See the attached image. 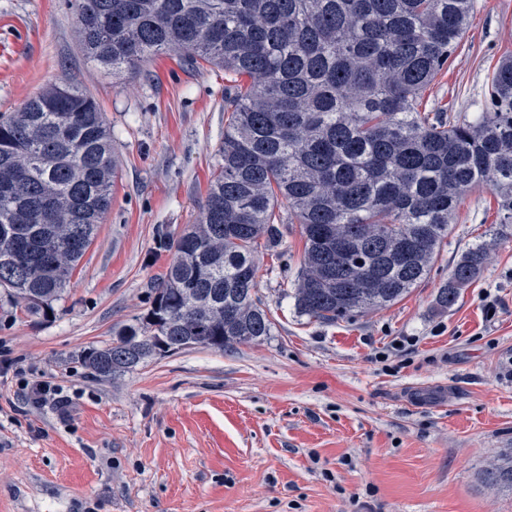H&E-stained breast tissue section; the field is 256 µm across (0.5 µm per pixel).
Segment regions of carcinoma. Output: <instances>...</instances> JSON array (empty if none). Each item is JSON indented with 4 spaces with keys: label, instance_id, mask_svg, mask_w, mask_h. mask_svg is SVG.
<instances>
[{
    "label": "carcinoma",
    "instance_id": "carcinoma-1",
    "mask_svg": "<svg viewBox=\"0 0 512 512\" xmlns=\"http://www.w3.org/2000/svg\"><path fill=\"white\" fill-rule=\"evenodd\" d=\"M80 46L112 71L157 55L221 66L222 164L199 223L159 246L173 252L147 314L87 351L101 377L190 339L223 351L271 334L254 254L285 224L305 240L298 312L334 323L389 307L430 274L457 209L491 191L512 224V59L489 77L485 110L452 120L423 108L448 68L475 0H71ZM117 161L95 98L54 83L0 113V286L32 315L52 310L112 202ZM287 211H281V207ZM347 245L336 254V243ZM477 244L439 302L452 307L482 273ZM512 489V457L485 471Z\"/></svg>",
    "mask_w": 512,
    "mask_h": 512
}]
</instances>
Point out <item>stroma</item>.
I'll return each mask as SVG.
<instances>
[{"label": "stroma", "instance_id": "stroma-1", "mask_svg": "<svg viewBox=\"0 0 512 512\" xmlns=\"http://www.w3.org/2000/svg\"><path fill=\"white\" fill-rule=\"evenodd\" d=\"M510 55L512 0H476L427 110L472 119ZM60 79L98 101L117 175L51 315L0 287V362L11 363L0 371V512H512V490L483 478L512 453V224L489 191L463 199L431 273L392 306L333 323L299 314L304 240L287 224L256 254L270 336L101 377L83 354L146 314L171 261L159 233L201 216L228 76L171 54L116 77L85 56L68 0H0V113ZM479 242L490 249L479 279L440 307L452 267ZM33 380L55 384L65 410L28 405Z\"/></svg>", "mask_w": 512, "mask_h": 512}]
</instances>
